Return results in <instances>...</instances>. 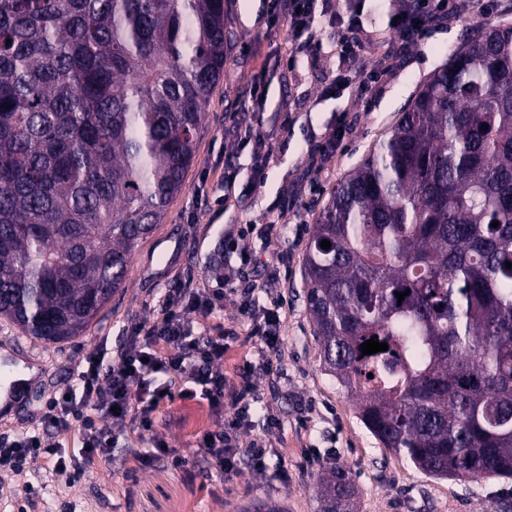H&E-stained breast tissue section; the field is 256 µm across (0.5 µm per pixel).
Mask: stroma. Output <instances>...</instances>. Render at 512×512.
Segmentation results:
<instances>
[{
  "label": "stroma",
  "mask_w": 512,
  "mask_h": 512,
  "mask_svg": "<svg viewBox=\"0 0 512 512\" xmlns=\"http://www.w3.org/2000/svg\"><path fill=\"white\" fill-rule=\"evenodd\" d=\"M227 41L224 75L207 103L197 135L194 160L182 191L171 201L154 232L133 252L120 290L92 323L72 340L46 344L0 319V341L28 348L42 368L16 411L0 414V437L40 429L42 413L55 391L73 384L79 361L102 350H116L128 328L157 307L169 290L191 286L220 288L236 272L241 253L257 260V278L288 299L283 318V372L272 381L262 372L242 380L245 362H258L256 337L239 313V298L225 294L206 318L189 314L191 335L217 334L231 328L236 337L224 353L223 406L211 407L204 385L189 382L183 393L161 402L146 432L116 433L107 458L86 465L79 479L54 470L44 455L15 472L0 468V512H241L268 499L286 512H318L316 482L323 466L346 468L358 487V512H512V478L474 481L436 479L384 448L360 422L355 399L324 371L319 344L307 308L304 275L312 226L331 191L360 166L371 149L396 124L420 84L439 69L462 41L471 17L448 16L429 27L422 40L392 63L368 99L327 96L338 61L332 53L337 33L319 24L317 53L282 67L290 52L287 22L270 26L266 8L253 0H224ZM275 69L263 85L262 109L243 98V90L262 71ZM259 130L273 154L261 177H254L251 149L239 150L236 179L224 181V147L236 137L230 113ZM352 122L341 152L328 162L307 153L339 116ZM285 227L281 240L266 239L270 212ZM288 253V273L280 275L279 251ZM250 383L257 396L250 427L241 446L270 439L264 476L227 475L217 466L198 463L196 441L206 430L223 427L232 417L233 395ZM279 418V434L269 435L268 421ZM165 448L180 465L141 466L139 458Z\"/></svg>",
  "instance_id": "stroma-1"
}]
</instances>
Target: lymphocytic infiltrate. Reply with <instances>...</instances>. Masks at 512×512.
<instances>
[{"label": "lymphocytic infiltrate", "mask_w": 512, "mask_h": 512, "mask_svg": "<svg viewBox=\"0 0 512 512\" xmlns=\"http://www.w3.org/2000/svg\"><path fill=\"white\" fill-rule=\"evenodd\" d=\"M364 0H350L346 10L335 7L333 0H268L267 13L271 25L287 21L297 56L314 48L313 34L320 17H328L336 27L339 38L335 53L340 62L332 90L336 94L366 97L385 75L384 63L370 61L369 45L373 33L362 21ZM490 11L488 0H400L398 17L389 28L397 47L417 44L427 24L446 17L485 15ZM242 299L240 308L259 330L262 371L269 378L281 373L283 304L278 299L261 303L265 292L263 282L239 273L236 279L225 281L223 291ZM222 291L202 289L189 292L186 300L165 296L152 316L133 324L127 331L125 343L118 353L117 364L105 365L103 357L91 356L78 364L75 383L57 392L50 401L41 421L40 430L9 440L0 438V464L23 468L27 460L42 454H54L55 469L65 472L67 460L63 449L51 448L49 432H78L80 453L85 463L108 455L112 450V434L135 423L141 430H150L152 413L163 394L171 393L176 385L190 379L204 384L212 404L224 402L225 380L218 364L224 358V339L220 336H189L185 316L196 313L209 317ZM163 374V382H155L154 374ZM254 393L243 385L235 400L234 416L225 421L222 429L203 434L196 450L197 458L216 463L225 472L234 473L241 457H248L254 474L265 471L268 441L258 439L250 448H241L239 437L251 422L250 405Z\"/></svg>", "instance_id": "lymphocytic-infiltrate-1"}]
</instances>
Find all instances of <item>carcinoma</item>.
Here are the masks:
<instances>
[{
    "label": "carcinoma",
    "instance_id": "carcinoma-1",
    "mask_svg": "<svg viewBox=\"0 0 512 512\" xmlns=\"http://www.w3.org/2000/svg\"><path fill=\"white\" fill-rule=\"evenodd\" d=\"M223 75L224 0H0L1 318L55 344L99 314L181 192ZM508 262L506 22L470 27L424 80L304 259L324 371L428 475L512 478ZM374 336L388 350L362 354ZM357 495L331 467L318 512H356Z\"/></svg>",
    "mask_w": 512,
    "mask_h": 512
}]
</instances>
